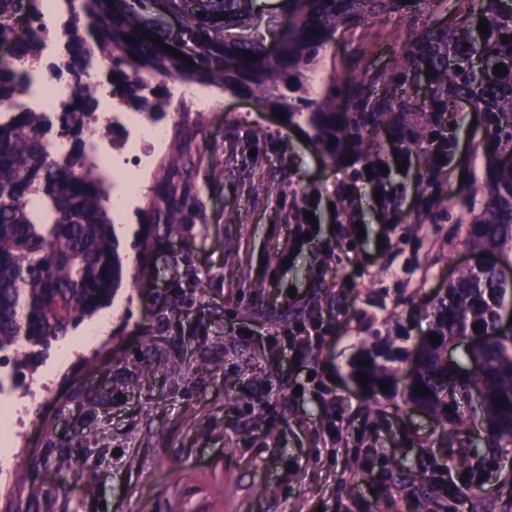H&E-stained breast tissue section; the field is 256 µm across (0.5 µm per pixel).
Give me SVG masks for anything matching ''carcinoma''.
<instances>
[{"instance_id":"obj_1","label":"carcinoma","mask_w":512,"mask_h":512,"mask_svg":"<svg viewBox=\"0 0 512 512\" xmlns=\"http://www.w3.org/2000/svg\"><path fill=\"white\" fill-rule=\"evenodd\" d=\"M470 2L453 0L451 22L420 33L403 51V68L432 66L426 92L431 120L453 98L466 100L483 116L487 178L477 193L485 205L468 225L466 242L486 260L459 270L448 294L433 304L431 332L439 344L420 352L375 346L364 357L369 365L355 371L366 375L367 390L388 382L385 394L428 408L448 443L470 422L480 435L469 446L497 448L512 442V328L503 325V311L512 308V278L502 273L512 266V165L499 162L501 153L512 149V8H500L502 0H484L477 19ZM401 6L402 0H280L277 14L265 11L260 0H78L67 20V67L78 75L101 56L109 62L112 96L150 117L161 109L160 100L151 104L144 94L153 80L175 77L219 86L262 111L285 113L287 125L305 121L313 145L333 161L356 148L376 166L366 144L385 128L422 155L427 189L437 178L429 159L431 134L412 127L396 88L383 83L375 104L357 112L366 88L355 86L336 64L326 70L322 91L312 85L330 37ZM14 13L34 23L42 0H0V18ZM168 14L180 20V37L192 52L190 66L154 43L155 36L173 42ZM481 18L487 21L486 37L477 30ZM0 45L10 47L9 56L0 58V374L17 388L53 344L111 303L125 258L105 206L104 184L86 165L88 141L81 137L97 100L91 93L75 94L53 119L24 106L29 86L14 60L40 58L36 30L30 26L20 35L0 22ZM249 53L257 59L247 60ZM227 57L235 69L224 68ZM498 63L507 68L501 77L493 74ZM170 165L183 183L167 187L152 208L144 251L187 223L190 146H179ZM461 336L471 339L473 351L446 362L448 344ZM474 352L481 364L472 369ZM380 358L417 363L416 379L399 386L398 370ZM419 384L430 393L414 392ZM499 398L504 405H496Z\"/></svg>"}]
</instances>
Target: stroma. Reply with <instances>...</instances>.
Returning a JSON list of instances; mask_svg holds the SVG:
<instances>
[{
    "mask_svg": "<svg viewBox=\"0 0 512 512\" xmlns=\"http://www.w3.org/2000/svg\"><path fill=\"white\" fill-rule=\"evenodd\" d=\"M448 5L410 0L336 32L324 56L370 95L376 75L398 81L412 123L426 125L429 81L398 60ZM157 84L170 133L120 239L112 328L69 362L51 352L13 394L24 411L0 450V512H512V442L448 445L434 417L369 398L351 375L364 348L426 335L432 304L473 255L470 215L452 203L485 179L465 101L445 107L450 155L425 192L422 158L407 152L398 170L387 130L373 145L380 178L222 88L202 86L213 109L199 112L180 80ZM184 143L187 224L138 259L133 240L180 183L168 159ZM344 186L356 198L348 224L329 210ZM311 216L317 235L299 240ZM451 458L464 466L447 468ZM405 465L440 490L424 494Z\"/></svg>",
    "mask_w": 512,
    "mask_h": 512,
    "instance_id": "1",
    "label": "stroma"
}]
</instances>
